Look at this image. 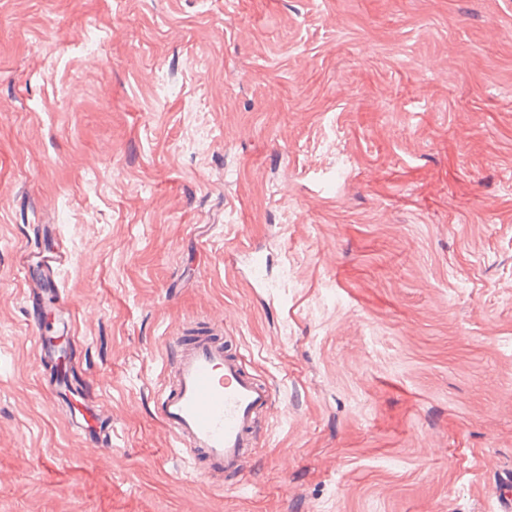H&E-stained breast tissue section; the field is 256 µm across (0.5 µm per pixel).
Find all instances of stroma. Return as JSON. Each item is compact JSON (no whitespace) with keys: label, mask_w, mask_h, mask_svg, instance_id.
Returning a JSON list of instances; mask_svg holds the SVG:
<instances>
[{"label":"stroma","mask_w":512,"mask_h":512,"mask_svg":"<svg viewBox=\"0 0 512 512\" xmlns=\"http://www.w3.org/2000/svg\"><path fill=\"white\" fill-rule=\"evenodd\" d=\"M46 226L108 448L35 350ZM215 322L276 394L243 491L155 415L168 339ZM511 482L512 0H0V512H500ZM53 256L36 264H25L23 268L24 279L28 284V300L32 302L33 312L31 321L35 327L34 340L36 351L44 357H49L53 352V344L48 342L50 336H46L40 322V309L38 301L44 297V286L48 281H54L53 273L55 264L66 260L64 251L55 249Z\"/></svg>","instance_id":"stroma-1"}]
</instances>
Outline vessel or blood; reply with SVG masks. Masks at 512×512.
<instances>
[{"label": "vessel or blood", "mask_w": 512, "mask_h": 512, "mask_svg": "<svg viewBox=\"0 0 512 512\" xmlns=\"http://www.w3.org/2000/svg\"><path fill=\"white\" fill-rule=\"evenodd\" d=\"M65 258L57 250L24 266L30 302L43 299L55 264ZM167 348L172 378L156 397L157 415L182 454L203 459V478L219 487L231 478L244 483L243 466L256 447V416L272 405L273 392L244 371L237 354L225 350L220 326L207 334L171 337Z\"/></svg>", "instance_id": "vessel-or-blood-1"}]
</instances>
